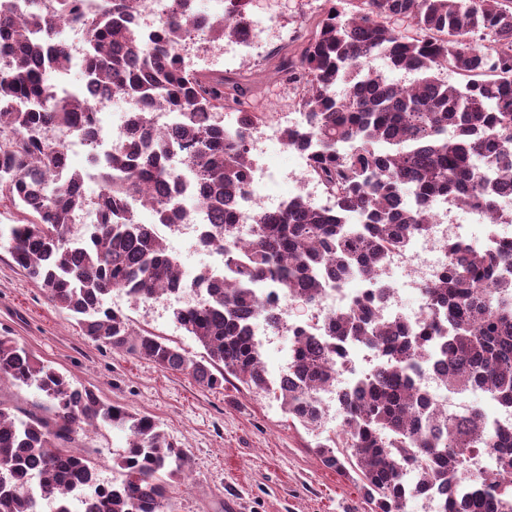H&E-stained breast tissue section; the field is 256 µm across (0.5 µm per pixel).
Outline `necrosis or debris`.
Listing matches in <instances>:
<instances>
[{
	"label": "necrosis or debris",
	"mask_w": 512,
	"mask_h": 512,
	"mask_svg": "<svg viewBox=\"0 0 512 512\" xmlns=\"http://www.w3.org/2000/svg\"><path fill=\"white\" fill-rule=\"evenodd\" d=\"M270 31L271 27L265 19L255 18L249 28L224 40L215 48L214 53L224 65H245L251 50ZM88 95L93 103L106 102L112 106L111 111L100 113L96 135L98 147L106 152L111 151L117 142L129 138V116L134 106L103 88L89 89ZM302 119L303 115L299 112H278L272 120L250 136L247 148L252 162L251 178L244 198L235 206L238 223L251 224L253 216L260 211L267 214L279 213L284 205L298 196L310 206L331 208L330 195L318 184L304 178L309 164L307 152L286 151L283 161L280 162L272 157L273 148L282 144L283 126L301 122ZM182 194L194 200V207L179 224L155 225L156 236L165 238L175 232L196 241L200 239L203 230L209 227L211 218L208 212L196 205L197 200L202 197L198 183L191 178H183ZM462 211V206L451 202L438 205L431 219V232L427 236L412 239L403 251L394 253L387 259L378 277L381 290L376 308L380 314L389 318H401L413 327L423 322V290L437 278L445 266L449 242L482 234L486 235L488 243L492 245L504 239L512 240V224H491L484 227L477 221L462 222L458 219ZM364 294V283L357 278L327 286L316 311V321L310 322L306 327L308 336L316 338L320 343H328L326 317L353 304ZM380 361L381 352L378 348L356 342L348 344L335 384L321 390L317 396L318 405L325 415L330 416L332 421L342 422L343 398L351 391L356 376L375 369ZM413 383L445 408H467L472 399L481 394L477 388L462 394H449L442 372L433 366L418 374Z\"/></svg>",
	"instance_id": "4bbe7bcc"
}]
</instances>
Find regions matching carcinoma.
I'll return each instance as SVG.
<instances>
[{"mask_svg": "<svg viewBox=\"0 0 512 512\" xmlns=\"http://www.w3.org/2000/svg\"><path fill=\"white\" fill-rule=\"evenodd\" d=\"M134 0H102L90 13L84 0H0V195L21 207L19 224L0 226L7 249L55 306L68 310L85 336L186 372L204 389L233 379L269 391L262 352L248 337L256 288H274L314 311L326 279L376 278L384 260L429 230L432 209L455 200L479 209L488 222L502 213L501 193L512 189V0H343L329 7L296 49L279 57L273 74L302 85L298 109L305 123L285 126L290 150L310 151L309 176L335 199L336 209L301 198L276 215L252 219L246 245L238 242L234 204L249 180L247 137L269 112H250L245 99L261 84L209 69L182 68L178 50L191 30L212 42L247 27L231 0L226 16L200 18L194 0H175L151 31L130 11ZM73 20L84 31L81 82L57 87L69 51L57 25ZM414 75L400 84L371 65ZM462 77L448 83L446 72ZM101 86L135 102L134 139L98 163L99 191L85 194L82 173L64 144L37 139L47 125L96 137V109L86 88ZM178 113L180 125L152 133L153 106ZM238 115L236 136L224 135L215 112ZM185 165L205 188L201 205L213 225L202 243L224 251V270H201L186 282L164 241L142 223L135 201L157 224L183 217L180 172ZM93 210L83 234L69 235L72 216ZM189 287L192 309L173 311L176 323L206 351L196 360L150 332H137L107 305L114 290L135 302ZM426 322L415 330L398 318L379 320L367 301L328 317L331 345L288 328V381L274 393L288 419L308 430L321 425L317 393L332 384L343 345L382 347L385 361L343 400V428L316 442L328 468L358 476L373 512H404L408 498L448 493L454 512H512V426L483 411L437 407L410 386L421 368L442 367L448 391L482 387L512 407V240L478 250L448 244L445 271L425 287ZM34 387L52 403L51 418L24 417L0 403V512H168L172 482L185 475L181 446L149 416L102 400L40 361L9 336H0V386ZM127 434L113 464L112 489L100 487L95 463L75 449L77 427ZM495 454L494 467L462 481L476 452ZM414 466L418 480L401 471Z\"/></svg>", "mask_w": 512, "mask_h": 512, "instance_id": "cac0c4a2", "label": "carcinoma"}]
</instances>
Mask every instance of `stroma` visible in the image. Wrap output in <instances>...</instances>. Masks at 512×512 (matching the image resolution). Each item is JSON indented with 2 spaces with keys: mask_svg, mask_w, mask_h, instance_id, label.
Instances as JSON below:
<instances>
[{
  "mask_svg": "<svg viewBox=\"0 0 512 512\" xmlns=\"http://www.w3.org/2000/svg\"><path fill=\"white\" fill-rule=\"evenodd\" d=\"M108 303L135 327L203 356V347L173 321L166 298L136 303L117 291ZM0 334L103 400L151 416L184 448L190 474L173 484V512H371L357 478L326 467L315 432L289 421L273 394L233 382L205 390L188 374L98 345L2 248ZM75 445L95 459L99 479L109 481L126 436L80 430Z\"/></svg>",
  "mask_w": 512,
  "mask_h": 512,
  "instance_id": "35a3bbf8",
  "label": "stroma"
}]
</instances>
